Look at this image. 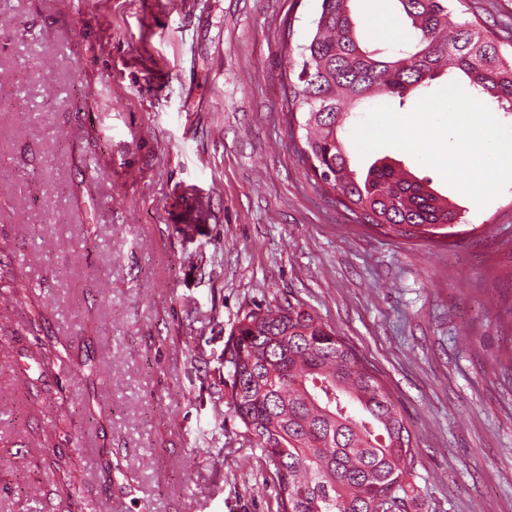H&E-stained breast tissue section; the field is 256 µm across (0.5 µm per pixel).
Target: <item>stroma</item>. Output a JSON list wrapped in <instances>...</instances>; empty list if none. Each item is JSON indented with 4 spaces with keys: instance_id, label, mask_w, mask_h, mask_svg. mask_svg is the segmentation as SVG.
Listing matches in <instances>:
<instances>
[{
    "instance_id": "35a3bbf8",
    "label": "stroma",
    "mask_w": 512,
    "mask_h": 512,
    "mask_svg": "<svg viewBox=\"0 0 512 512\" xmlns=\"http://www.w3.org/2000/svg\"><path fill=\"white\" fill-rule=\"evenodd\" d=\"M320 0H0V512H278L225 395L246 312L296 298L401 411L429 512H512V187L356 223L300 159L288 52ZM512 45V0H459ZM358 32L398 45L395 0ZM62 358L46 363L45 349Z\"/></svg>"
}]
</instances>
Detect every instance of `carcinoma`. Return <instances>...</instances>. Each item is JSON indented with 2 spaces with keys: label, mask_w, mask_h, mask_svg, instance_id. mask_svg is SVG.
<instances>
[{
  "label": "carcinoma",
  "mask_w": 512,
  "mask_h": 512,
  "mask_svg": "<svg viewBox=\"0 0 512 512\" xmlns=\"http://www.w3.org/2000/svg\"><path fill=\"white\" fill-rule=\"evenodd\" d=\"M354 0H321L284 105L303 114L304 152L323 185L359 224L406 238L456 224L430 180L385 158L360 173L342 134L369 93L418 102L433 81L458 73L474 98L512 115V56L453 0H397L411 36L380 58L357 35ZM224 349L228 403L275 468L279 512H384L422 508L405 419L361 355L299 300L244 315Z\"/></svg>",
  "instance_id": "cac0c4a2"
}]
</instances>
